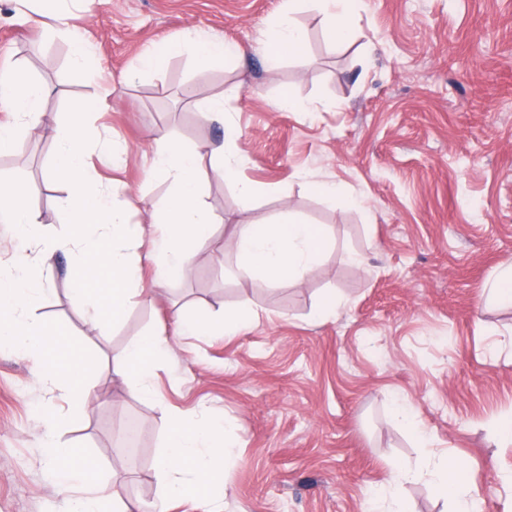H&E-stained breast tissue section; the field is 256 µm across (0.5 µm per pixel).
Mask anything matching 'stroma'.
<instances>
[{"instance_id":"1","label":"stroma","mask_w":512,"mask_h":512,"mask_svg":"<svg viewBox=\"0 0 512 512\" xmlns=\"http://www.w3.org/2000/svg\"><path fill=\"white\" fill-rule=\"evenodd\" d=\"M70 29L94 46L95 74L75 71L65 37L18 23V0H0V69L25 70L50 90L42 119L67 116L70 98H102L89 118L92 143L126 145L117 166L89 162L126 188L131 222L164 199L169 180L149 167L155 139L220 142L225 123L241 178L259 194L244 202L212 180L203 199L220 223L184 278L133 306L111 335L86 318L84 300L59 274L39 309L91 356L146 333L172 349L157 367L155 400L100 375L83 414L52 398L31 358L0 350V512H59L46 478L39 407L70 417L62 441L80 446L128 501L154 499L155 462L172 413L216 416L243 443L224 512H368L396 471L446 456L463 466L485 512H512V307L492 290L512 266V0H354L355 39L335 49L314 0L294 14L305 53L277 69L266 34L284 0H66ZM188 28L240 45L235 63L202 68L190 53L108 96L146 49ZM226 96L223 118L200 102ZM303 111L278 108L283 96ZM24 153L0 155V172L24 182L46 233L60 230L64 181L50 179L55 147L33 135ZM322 183L336 196L318 194ZM290 212L325 225L331 239L304 276L270 286L239 273L216 244L236 225ZM341 305L318 320L324 297ZM248 315L236 333H176L178 316ZM412 410L420 443L397 418ZM137 424L146 460L129 467L115 431Z\"/></svg>"}]
</instances>
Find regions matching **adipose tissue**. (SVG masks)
I'll return each mask as SVG.
<instances>
[{
  "label": "adipose tissue",
  "instance_id": "adipose-tissue-1",
  "mask_svg": "<svg viewBox=\"0 0 512 512\" xmlns=\"http://www.w3.org/2000/svg\"><path fill=\"white\" fill-rule=\"evenodd\" d=\"M297 2L286 0V18L268 33L270 65L294 55L304 42L302 30L289 17ZM186 45L192 47L202 65L240 52L239 47L223 40L187 29L167 41L163 52L146 51L140 58L141 70L160 69L166 57L180 53ZM46 94V87L39 81L14 70H0V112L15 117L13 123L0 124V151H19L27 131L55 145L52 175L68 185L62 209L69 223L68 229L46 235L26 187L0 176V223L13 225L16 235L37 251L35 258L21 255L11 265L0 267V345L26 351L34 360L39 381L77 405L102 366L82 357L75 341L37 313L57 254L73 256L71 278L79 294L92 300L90 324L105 333L134 304L153 302L157 288L191 271L199 245L211 237L216 224L202 198V190L211 179L219 177L235 183L240 198L246 201L256 195L258 188L238 177L242 160L231 150L238 137L233 124H225L223 142L209 146L191 147L170 139L156 141L151 164L170 179L171 191L149 213L148 225L156 234L153 247L138 252L148 225L131 223L121 186L101 180L88 163L87 119L100 110V103L74 102L67 120L44 127L40 114ZM328 238L323 226L302 223L286 213L276 220L260 218L237 225L224 246L236 252L242 272L277 286L304 276L320 260ZM144 265L155 272L148 285L140 276ZM169 347L167 338L146 334L113 355L104 367L122 380L136 376L137 393L151 400L156 396L151 384L153 371ZM238 444V437L226 435L219 421L195 422L174 415L166 429L164 449L156 460L160 484L152 512H167V503L175 496L214 501L229 481ZM43 448L63 512H137V504L124 502L71 448L51 436ZM432 475L435 489L452 501L454 512H478L477 495L464 488L448 462L436 464Z\"/></svg>",
  "mask_w": 512,
  "mask_h": 512
}]
</instances>
